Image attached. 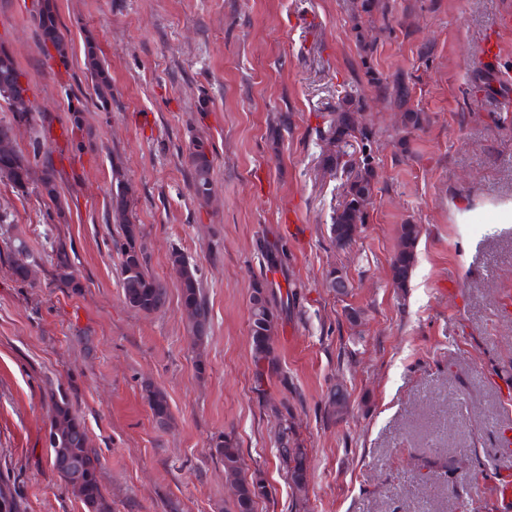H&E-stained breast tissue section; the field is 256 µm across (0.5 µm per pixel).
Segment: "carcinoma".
Returning a JSON list of instances; mask_svg holds the SVG:
<instances>
[{"label":"carcinoma","mask_w":512,"mask_h":512,"mask_svg":"<svg viewBox=\"0 0 512 512\" xmlns=\"http://www.w3.org/2000/svg\"><path fill=\"white\" fill-rule=\"evenodd\" d=\"M37 25L42 45L53 46L60 58H66L64 34L59 25L54 0H42L37 13ZM84 56L92 91L100 105L105 107L112 100V78L98 54V47L94 41H86ZM362 65L369 75V82L376 84L384 97L399 107L407 105L410 98V89L407 85L397 81L391 85H384L372 75L367 59H362ZM23 77L24 74L16 61L6 55L4 49L0 47V99L6 98L8 93L30 91V85L20 84V79ZM363 107V98L356 90L346 93L339 99L335 109L331 111V121L323 137L327 147L320 155V165L325 169L336 170L340 167L349 169V175L344 183L343 202L332 217L330 225L332 241L341 250L350 246L349 225L367 223L368 205L376 184L377 174L371 155V144L375 132L373 127L357 121V115ZM20 117L27 121L34 120L31 112H13L6 120L0 117V143L11 140L13 126ZM351 138L360 145L361 156L344 161L342 156L346 155V152L343 151V144ZM210 155H212L211 145L207 139L198 136L190 142L186 163L190 172V189L194 193L197 192L198 186L206 185L211 179ZM32 156L43 159L39 193L54 202L58 201L61 197L60 184L51 152L42 149L37 139L32 142L30 155L18 148L11 149L8 154H0V181H7L17 190L27 189ZM125 184L127 181L124 176L116 178L115 190L112 191L110 200L112 220L122 226L124 235V241L118 246L123 295L126 303L132 308L144 313H152L164 304L167 288L147 269L144 246L138 243L137 227L129 219L130 196L125 191ZM421 233L422 227L419 224H403L400 227L398 249L391 262L393 282L398 288L406 286L414 265L415 250ZM8 249L9 270L14 281L21 285L31 284L33 269L27 242L16 238ZM262 257L270 268L281 266L288 259L286 245L283 243L272 245L262 252ZM50 258L55 267L57 281L73 292L80 290L82 285L74 275L73 264L66 248L62 245L51 247ZM171 260L180 281L183 305L192 308L193 317L208 319V308L196 267L179 252L172 253ZM275 323L276 316L271 299L266 295L265 303L259 309L258 318L250 323L255 378L259 384L262 383L265 367L273 364L271 339ZM148 400L156 422L161 426L167 424L170 419V409L164 394L151 390ZM50 413V426H58L61 434L70 437L67 447L72 449V460L84 464L79 474H74L71 471V463L62 459L54 448L50 454L52 469L78 498L83 512H110V506L99 479L100 454L97 449L90 447L87 429L84 423L73 414L66 394L60 391L51 394ZM290 434H292V427L288 425V421H282L277 434V451L281 461L287 467L291 484L296 490L302 492L306 487L305 454L298 448L296 440L290 437ZM210 452L224 465L226 478L238 486L236 512H250L249 505L256 496L264 493V486L257 480L249 483L243 481L241 476L243 459L240 448L231 440L224 439L217 441ZM1 502L7 504V512H18L19 504L9 484V478L2 476H0Z\"/></svg>","instance_id":"carcinoma-1"}]
</instances>
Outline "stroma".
<instances>
[{"label":"stroma","mask_w":512,"mask_h":512,"mask_svg":"<svg viewBox=\"0 0 512 512\" xmlns=\"http://www.w3.org/2000/svg\"><path fill=\"white\" fill-rule=\"evenodd\" d=\"M363 20L369 66L405 81L400 111L370 84L352 30L353 0H56L67 58L42 48L36 0H0L6 42L48 135L60 202L0 182V214L39 266L16 284L0 243V473L20 512H83L49 464V396L63 391L101 456L112 512H231L210 456L222 437L262 479L257 512H501L495 477L512 468L502 432L512 407V0H390ZM494 36L502 49L483 62ZM98 42L112 103L88 84L84 42ZM359 87L375 131L377 190L349 249L329 227L345 173L323 172L322 137L339 97ZM83 104L80 130L62 120ZM212 145L214 193H191L190 140ZM132 191L149 273L167 285L146 314L121 288L109 218L112 170ZM422 234L405 288L392 284L401 225ZM287 240L284 269L262 243ZM75 252L79 292L57 287L51 244ZM199 270L209 316L196 339L170 263ZM342 269L348 295L329 288ZM273 285L274 370L256 384L249 299ZM360 311L350 324L347 309ZM349 407L335 417L336 386ZM162 392L159 428L146 390ZM306 450L293 491L278 457L279 411Z\"/></svg>","instance_id":"35a3bbf8"}]
</instances>
